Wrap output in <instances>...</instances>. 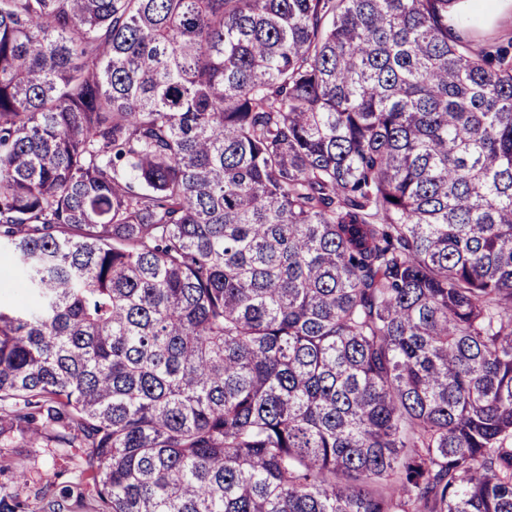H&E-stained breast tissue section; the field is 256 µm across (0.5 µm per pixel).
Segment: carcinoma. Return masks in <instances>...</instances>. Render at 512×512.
<instances>
[{
    "label": "carcinoma",
    "instance_id": "obj_1",
    "mask_svg": "<svg viewBox=\"0 0 512 512\" xmlns=\"http://www.w3.org/2000/svg\"><path fill=\"white\" fill-rule=\"evenodd\" d=\"M460 2L0 0L47 512H512V43Z\"/></svg>",
    "mask_w": 512,
    "mask_h": 512
}]
</instances>
